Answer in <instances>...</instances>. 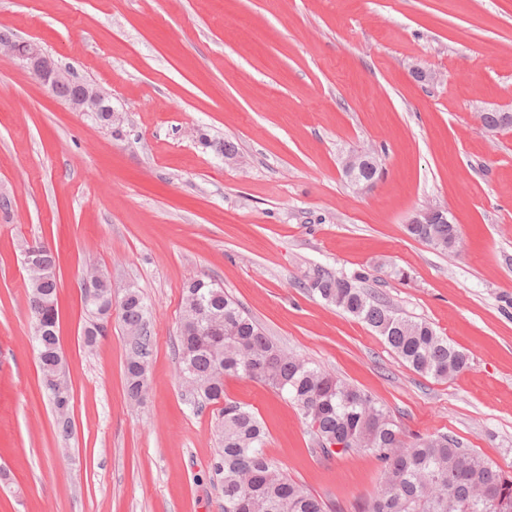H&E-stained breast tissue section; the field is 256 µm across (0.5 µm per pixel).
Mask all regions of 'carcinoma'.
<instances>
[{
	"mask_svg": "<svg viewBox=\"0 0 512 512\" xmlns=\"http://www.w3.org/2000/svg\"><path fill=\"white\" fill-rule=\"evenodd\" d=\"M408 233L435 249L448 250L457 239L454 224H409ZM28 271L29 311L38 344L43 388L52 404L58 432L66 438L73 392L66 379L58 336L59 274L55 255L42 245ZM351 277L319 270L308 288L327 303L366 323L396 356L415 372L442 380L467 367V354L437 334L425 321L393 311ZM112 288L104 281L92 290L85 309L91 320L85 334L92 345L107 321ZM148 307L140 291L126 288L118 318L126 335L125 389L132 400L146 391L152 352ZM181 371L193 403L219 404L217 431L221 448L213 472L224 493L223 512H327L326 503L288 478L264 451L265 425L239 403L224 399V378L246 376L287 396L313 428L319 451L331 442L343 451H369L382 463L378 492L360 512H512V469L459 447L447 434L420 438L405 446L390 412L369 393L353 387L308 360L281 350L217 283L194 279L183 290L178 336Z\"/></svg>",
	"mask_w": 512,
	"mask_h": 512,
	"instance_id": "cac0c4a2",
	"label": "carcinoma"
}]
</instances>
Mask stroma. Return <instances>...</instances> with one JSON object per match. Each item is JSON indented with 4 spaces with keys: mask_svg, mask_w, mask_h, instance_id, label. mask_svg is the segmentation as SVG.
Segmentation results:
<instances>
[{
    "mask_svg": "<svg viewBox=\"0 0 512 512\" xmlns=\"http://www.w3.org/2000/svg\"><path fill=\"white\" fill-rule=\"evenodd\" d=\"M0 31L39 43L114 109L108 124L74 111L0 53V512H222L219 408H193L179 376L182 291L200 277L286 352L371 393L403 443L446 434L512 464V128L480 119L512 112V0H0ZM363 150L382 170L367 191L341 166ZM427 207L457 224L452 250L408 235ZM35 241L59 262L66 439L28 310ZM92 266L148 306L142 400L126 394L119 321L84 343ZM320 268L366 273L467 368H408L311 293ZM224 391L328 512L377 493L372 454L322 457L281 396L235 376Z\"/></svg>",
    "mask_w": 512,
    "mask_h": 512,
    "instance_id": "35a3bbf8",
    "label": "stroma"
}]
</instances>
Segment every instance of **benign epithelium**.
I'll list each match as a JSON object with an SVG mask.
<instances>
[{"mask_svg": "<svg viewBox=\"0 0 512 512\" xmlns=\"http://www.w3.org/2000/svg\"><path fill=\"white\" fill-rule=\"evenodd\" d=\"M0 52H6L23 61L43 87L51 94L59 90H69L70 105L79 112H88L96 117L112 116V106L108 95L100 88L80 79L74 72L57 64L36 43L14 39L10 34L0 32ZM367 166H378L377 160L369 153L359 151L347 156L342 162V170L353 178ZM413 224H447L448 212L440 209L421 210L411 219Z\"/></svg>", "mask_w": 512, "mask_h": 512, "instance_id": "benign-epithelium-1", "label": "benign epithelium"}]
</instances>
